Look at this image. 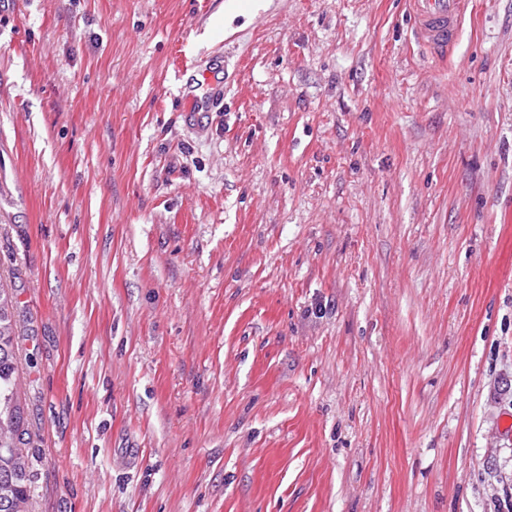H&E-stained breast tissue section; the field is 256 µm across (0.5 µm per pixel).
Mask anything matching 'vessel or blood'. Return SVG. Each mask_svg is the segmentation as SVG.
I'll list each match as a JSON object with an SVG mask.
<instances>
[{
  "label": "vessel or blood",
  "mask_w": 512,
  "mask_h": 512,
  "mask_svg": "<svg viewBox=\"0 0 512 512\" xmlns=\"http://www.w3.org/2000/svg\"><path fill=\"white\" fill-rule=\"evenodd\" d=\"M417 39L434 55L453 48L468 0H406Z\"/></svg>",
  "instance_id": "b4317fda"
}]
</instances>
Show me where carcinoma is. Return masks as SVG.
Wrapping results in <instances>:
<instances>
[{"label": "carcinoma", "instance_id": "1", "mask_svg": "<svg viewBox=\"0 0 512 512\" xmlns=\"http://www.w3.org/2000/svg\"><path fill=\"white\" fill-rule=\"evenodd\" d=\"M18 367L9 296L0 290V512H28L30 466L18 448L24 412L17 403Z\"/></svg>", "mask_w": 512, "mask_h": 512}]
</instances>
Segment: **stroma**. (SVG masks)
I'll return each mask as SVG.
<instances>
[{"label":"stroma","instance_id":"obj_1","mask_svg":"<svg viewBox=\"0 0 512 512\" xmlns=\"http://www.w3.org/2000/svg\"><path fill=\"white\" fill-rule=\"evenodd\" d=\"M29 512H512V0H0ZM417 39L438 58L448 57L465 15L467 0H406Z\"/></svg>","mask_w":512,"mask_h":512}]
</instances>
